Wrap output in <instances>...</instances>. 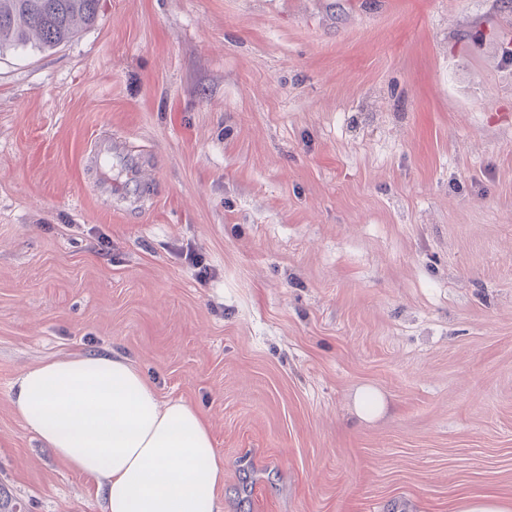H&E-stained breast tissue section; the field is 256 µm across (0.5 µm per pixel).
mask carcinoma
<instances>
[{
	"mask_svg": "<svg viewBox=\"0 0 512 512\" xmlns=\"http://www.w3.org/2000/svg\"><path fill=\"white\" fill-rule=\"evenodd\" d=\"M98 5L99 0H0V52L64 45L95 24Z\"/></svg>",
	"mask_w": 512,
	"mask_h": 512,
	"instance_id": "cac0c4a2",
	"label": "carcinoma"
}]
</instances>
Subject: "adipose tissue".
I'll return each instance as SVG.
<instances>
[{
  "label": "adipose tissue",
  "mask_w": 512,
  "mask_h": 512,
  "mask_svg": "<svg viewBox=\"0 0 512 512\" xmlns=\"http://www.w3.org/2000/svg\"><path fill=\"white\" fill-rule=\"evenodd\" d=\"M10 401L46 447L98 481L106 512H217L224 458L205 417L160 402L127 358L43 363L16 379Z\"/></svg>",
  "instance_id": "obj_1"
}]
</instances>
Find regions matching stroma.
Masks as SVG:
<instances>
[{"instance_id":"stroma-1","label":"stroma","mask_w":512,"mask_h":512,"mask_svg":"<svg viewBox=\"0 0 512 512\" xmlns=\"http://www.w3.org/2000/svg\"><path fill=\"white\" fill-rule=\"evenodd\" d=\"M105 127L150 207L95 194ZM112 353L206 416L220 512L512 502V9L100 0L1 52L0 487L26 512L105 502L14 381ZM127 153L126 144L121 138L112 135V132H102L91 142L90 150L86 153V164L100 167L106 158H125ZM384 403L381 396L370 388L359 391L356 398V414L360 419H369L381 413Z\"/></svg>"}]
</instances>
